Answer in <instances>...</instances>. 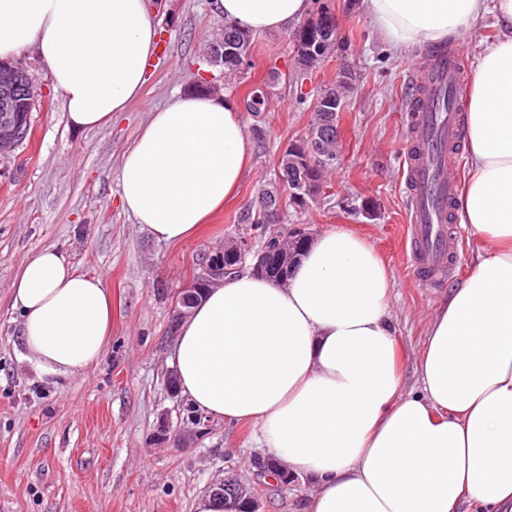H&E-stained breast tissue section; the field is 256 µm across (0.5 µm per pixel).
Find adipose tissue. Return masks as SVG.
<instances>
[{"label":"adipose tissue","instance_id":"ef3b65f1","mask_svg":"<svg viewBox=\"0 0 512 512\" xmlns=\"http://www.w3.org/2000/svg\"><path fill=\"white\" fill-rule=\"evenodd\" d=\"M406 59L492 22L477 54L458 217L482 247L436 309L406 391L390 317L392 274L337 226L317 235L287 285L248 271L208 289L178 327L179 389L203 417L248 422L314 491L306 512L512 508V0H356ZM310 0H216L257 33L293 28ZM157 28L145 0H0V58L32 51L69 122L98 129L145 83ZM238 103L184 94L153 112L121 156L119 198L160 241L189 239L242 182L252 156ZM25 358L67 376L97 365L112 294L47 247L11 285Z\"/></svg>","mask_w":512,"mask_h":512}]
</instances>
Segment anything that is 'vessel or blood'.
Masks as SVG:
<instances>
[{"label": "vessel or blood", "mask_w": 512, "mask_h": 512, "mask_svg": "<svg viewBox=\"0 0 512 512\" xmlns=\"http://www.w3.org/2000/svg\"><path fill=\"white\" fill-rule=\"evenodd\" d=\"M466 75L461 50L452 49L416 69L417 93L405 115L409 134L402 152L405 190L410 199L407 236L418 270L427 279L441 277L451 265L455 244L446 224L448 206L458 194V179L448 160L457 156L462 133L461 110L449 104L435 111L441 91L457 90Z\"/></svg>", "instance_id": "obj_1"}]
</instances>
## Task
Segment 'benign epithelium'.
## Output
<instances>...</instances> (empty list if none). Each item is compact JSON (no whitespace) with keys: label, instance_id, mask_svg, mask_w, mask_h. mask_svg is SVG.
I'll return each instance as SVG.
<instances>
[{"label":"benign epithelium","instance_id":"benign-epithelium-1","mask_svg":"<svg viewBox=\"0 0 512 512\" xmlns=\"http://www.w3.org/2000/svg\"><path fill=\"white\" fill-rule=\"evenodd\" d=\"M335 24L336 15L330 12L310 18L296 47L299 64L304 68L313 70L327 57V42L323 36L334 32ZM334 78L336 93L322 90L311 103V111L318 113V121L311 129L308 149L301 152L289 145L282 148L279 165L284 169H333L340 163L342 124L335 123V115L346 109L347 90L354 89L355 73L342 65L336 68ZM38 95L39 89L26 69L0 59V158L10 155L18 147L30 122L32 104ZM307 241V235L298 230L256 251L249 238H230L223 248L205 255L197 280L186 288V295L173 310L172 326L180 324L189 314V306L196 299V293L224 281V274L233 268L242 267L249 258L255 260L252 265L254 273L265 275L278 267L281 275L277 280L285 281L288 271L297 261L301 246ZM200 432L199 426L192 430H175L168 416L163 414L153 432L152 442L158 448L187 444ZM211 491L239 496L247 504V512H258V501L250 496L247 486L232 472L212 483Z\"/></svg>","mask_w":512,"mask_h":512}]
</instances>
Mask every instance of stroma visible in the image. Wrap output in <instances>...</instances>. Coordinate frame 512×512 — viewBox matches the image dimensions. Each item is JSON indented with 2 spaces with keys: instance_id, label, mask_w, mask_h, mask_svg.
Instances as JSON below:
<instances>
[{
  "instance_id": "1",
  "label": "stroma",
  "mask_w": 512,
  "mask_h": 512,
  "mask_svg": "<svg viewBox=\"0 0 512 512\" xmlns=\"http://www.w3.org/2000/svg\"><path fill=\"white\" fill-rule=\"evenodd\" d=\"M158 39L141 95L110 126H69L62 93L33 53L17 56L41 88L31 132L0 161V512H193L222 472L235 470L259 498L261 512H304L307 480L288 487L257 477L267 457L248 424L209 420L207 433L184 448L151 444L159 413L190 429L185 399L170 396L177 294L200 272L206 252L236 233L237 220L258 189L274 182L281 148L305 137L312 112L298 105L315 94L339 63L359 77L342 114L343 155L328 175L336 196L306 208L282 206L272 233L299 229L309 236L343 224L367 238L394 276L391 317L404 354L406 389L418 386L417 358L440 301L471 270L476 246L450 224L458 251L449 275L428 284L414 272L404 241L409 201L400 157L405 109L420 58H394L352 0H334L339 45L312 72L295 60L293 35L256 34L250 68L226 74L209 64L210 46L224 27L215 0H148ZM221 85L262 127L235 199L181 245L157 241L119 199V164L126 146L152 112L203 79ZM63 251L81 272L101 276L112 292V340L97 365L69 376L45 375L24 358L20 318L10 286L21 262L42 248Z\"/></svg>"
}]
</instances>
